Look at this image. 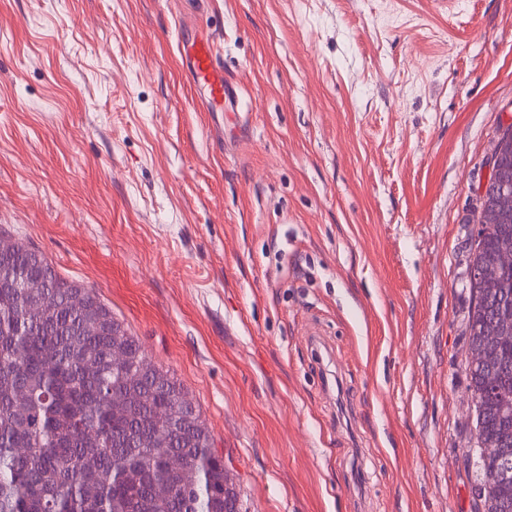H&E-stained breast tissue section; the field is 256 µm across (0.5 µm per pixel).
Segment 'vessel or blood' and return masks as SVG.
<instances>
[{
  "instance_id": "vessel-or-blood-1",
  "label": "vessel or blood",
  "mask_w": 512,
  "mask_h": 512,
  "mask_svg": "<svg viewBox=\"0 0 512 512\" xmlns=\"http://www.w3.org/2000/svg\"><path fill=\"white\" fill-rule=\"evenodd\" d=\"M181 58L186 63L192 85L202 94L208 108L214 112L222 111L229 91L213 36H199L182 42Z\"/></svg>"
}]
</instances>
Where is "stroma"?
<instances>
[{
    "mask_svg": "<svg viewBox=\"0 0 512 512\" xmlns=\"http://www.w3.org/2000/svg\"><path fill=\"white\" fill-rule=\"evenodd\" d=\"M508 124L512 0H0V228L177 379L243 512H484L469 260ZM179 43L181 58L186 63L192 85L202 94L211 111H224V104L230 101L229 91L213 36H197Z\"/></svg>",
    "mask_w": 512,
    "mask_h": 512,
    "instance_id": "1",
    "label": "stroma"
}]
</instances>
